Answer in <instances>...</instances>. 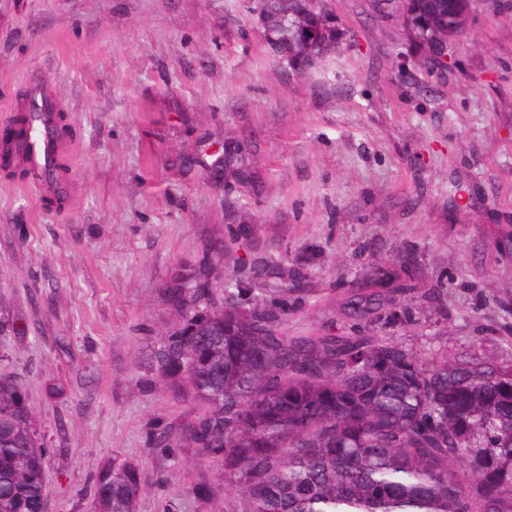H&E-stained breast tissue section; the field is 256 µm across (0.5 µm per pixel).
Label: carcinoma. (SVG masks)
I'll return each instance as SVG.
<instances>
[{
	"label": "carcinoma",
	"mask_w": 512,
	"mask_h": 512,
	"mask_svg": "<svg viewBox=\"0 0 512 512\" xmlns=\"http://www.w3.org/2000/svg\"><path fill=\"white\" fill-rule=\"evenodd\" d=\"M470 0H400L430 54L463 32ZM291 32L293 57L330 52L309 0H262ZM30 113L0 135L3 168L33 173L12 149ZM208 259L165 289L173 322L149 367L201 412L159 442L221 466L247 512H512V370L477 359H422L370 336L290 337L252 283L217 288ZM253 295L246 308L243 295ZM44 436L25 391L0 374V512H46ZM139 467L116 458L96 480L92 512H136Z\"/></svg>",
	"instance_id": "1"
}]
</instances>
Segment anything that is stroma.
Here are the masks:
<instances>
[{"instance_id":"obj_1","label":"stroma","mask_w":512,"mask_h":512,"mask_svg":"<svg viewBox=\"0 0 512 512\" xmlns=\"http://www.w3.org/2000/svg\"><path fill=\"white\" fill-rule=\"evenodd\" d=\"M324 7L344 39L300 73L254 0H0V130L36 79L72 128L62 208L0 169V374L46 436L47 512H90L112 457L137 512H244L155 445L195 413L148 366L164 287L206 255L293 279L288 335L512 367V0H472L434 62L396 0Z\"/></svg>"}]
</instances>
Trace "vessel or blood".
<instances>
[{"mask_svg":"<svg viewBox=\"0 0 512 512\" xmlns=\"http://www.w3.org/2000/svg\"><path fill=\"white\" fill-rule=\"evenodd\" d=\"M31 95L39 112L29 138L17 147V156L36 172V182L45 193L53 195L66 192V185L55 182L50 176L53 161L62 150V143L53 135V114L47 109L49 96L46 84L39 80L32 81Z\"/></svg>","mask_w":512,"mask_h":512,"instance_id":"b4317fda","label":"vessel or blood"}]
</instances>
